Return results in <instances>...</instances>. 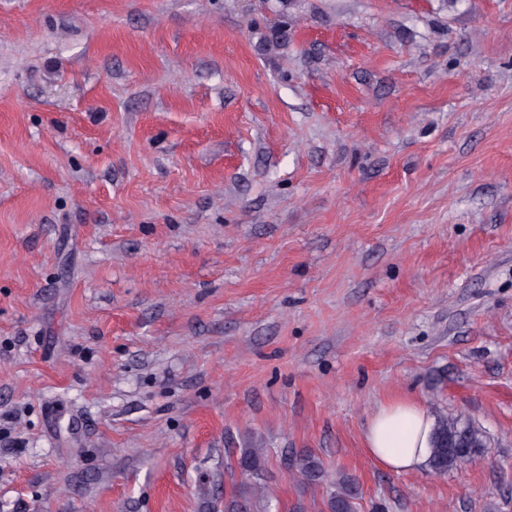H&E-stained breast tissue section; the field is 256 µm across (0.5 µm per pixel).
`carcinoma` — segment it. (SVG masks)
Listing matches in <instances>:
<instances>
[{"label":"carcinoma","instance_id":"1","mask_svg":"<svg viewBox=\"0 0 512 512\" xmlns=\"http://www.w3.org/2000/svg\"><path fill=\"white\" fill-rule=\"evenodd\" d=\"M461 440L467 450L477 455L487 448L485 435L466 417L441 415L434 432L432 453L428 467L432 473L442 475L465 462L463 455L449 448V443ZM290 462L297 468L302 480L308 484L324 481L321 462L311 455H291ZM232 469L237 471L241 483L224 493V512H269L262 504L263 497L251 492L254 486L265 481V455L261 448H244L236 457ZM358 491L354 480L345 476L336 481L335 490L327 499L328 512H356Z\"/></svg>","mask_w":512,"mask_h":512}]
</instances>
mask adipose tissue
<instances>
[{
  "label": "adipose tissue",
  "mask_w": 512,
  "mask_h": 512,
  "mask_svg": "<svg viewBox=\"0 0 512 512\" xmlns=\"http://www.w3.org/2000/svg\"><path fill=\"white\" fill-rule=\"evenodd\" d=\"M435 424L432 412L422 403L403 397L388 399L368 419L366 450L387 470L419 471L430 457Z\"/></svg>",
  "instance_id": "adipose-tissue-1"
}]
</instances>
